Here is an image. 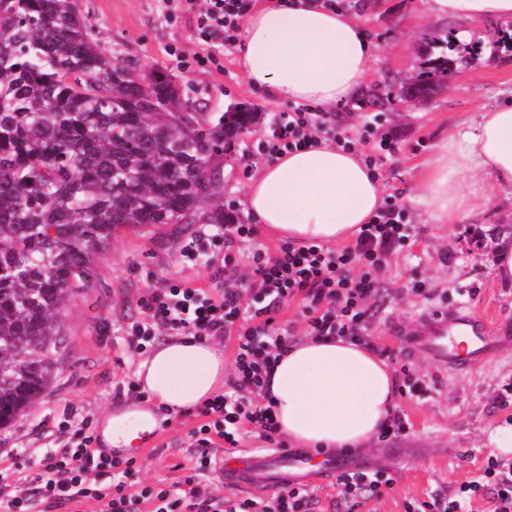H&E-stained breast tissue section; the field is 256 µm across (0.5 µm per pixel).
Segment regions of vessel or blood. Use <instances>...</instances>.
<instances>
[{"instance_id": "obj_1", "label": "vessel or blood", "mask_w": 512, "mask_h": 512, "mask_svg": "<svg viewBox=\"0 0 512 512\" xmlns=\"http://www.w3.org/2000/svg\"><path fill=\"white\" fill-rule=\"evenodd\" d=\"M398 339L408 353L427 359L440 369L464 374L481 362L496 357L512 344L508 328L492 329L465 304L424 316L414 328H398ZM338 466L329 456L321 467H311L308 455L294 448H276L239 457L237 465L221 462L219 471L226 485L256 491L311 485L325 479Z\"/></svg>"}]
</instances>
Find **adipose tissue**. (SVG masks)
<instances>
[{"label":"adipose tissue","instance_id":"adipose-tissue-1","mask_svg":"<svg viewBox=\"0 0 512 512\" xmlns=\"http://www.w3.org/2000/svg\"><path fill=\"white\" fill-rule=\"evenodd\" d=\"M428 14L456 21L512 18V0H425ZM237 58L243 80L275 101L330 108L372 69L366 30L339 10L307 0H267L246 19ZM512 191V103L450 129L424 160L412 190L431 223L463 224L487 212L494 189ZM384 187L355 150L326 141L284 153L252 178L245 206L262 231L294 242L338 244L379 209ZM139 383L172 413L193 410L224 389L218 343L180 336L140 365ZM270 394L282 435L297 447L357 448L380 430L396 387L386 361L340 338H306L275 367ZM155 420L144 410L110 417V446L130 447Z\"/></svg>","mask_w":512,"mask_h":512}]
</instances>
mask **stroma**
Instances as JSON below:
<instances>
[{
	"label": "stroma",
	"instance_id": "stroma-1",
	"mask_svg": "<svg viewBox=\"0 0 512 512\" xmlns=\"http://www.w3.org/2000/svg\"><path fill=\"white\" fill-rule=\"evenodd\" d=\"M94 40L123 65L156 67L173 75L182 102L194 109L201 123H214L225 102L253 109L258 119L250 131L227 143L230 155L221 172L218 194L225 212L249 223L245 188L268 159L259 143L281 112L291 103L274 101L246 84L236 59L238 46L215 41L201 45L195 16L177 0H77ZM339 9L355 17L367 30L376 52L372 71L360 90L332 113L339 130L358 141L370 130L371 156L384 192L407 193L420 164L433 152L441 136L476 112L512 101V20L467 22L423 18V0H337ZM448 41L445 50L433 38ZM179 53L191 61L181 71L171 59ZM209 53L211 63L196 64L198 54ZM449 61L448 74L424 98L407 95L408 84L427 79L430 61L438 54ZM391 135L396 154L373 150L382 135ZM413 236L409 257L398 259L380 278L369 326L370 342L387 351L396 382L406 372L422 378L425 400L399 396L396 409L408 423L392 442H371L354 449L357 457L375 460L394 480L380 498L367 500L361 512H405L408 502L445 496L461 482L480 477L488 457L512 461V450L491 447L489 437L512 419V404L498 397L512 388V352L480 363L463 375L440 371L420 359H410L392 334L394 326H415L422 315L457 304H468L489 324L512 325V279L493 271L499 248H512V194L501 191L495 206L473 224L427 223L420 205L404 203ZM205 210H197L187 224L116 227L91 288L79 293L65 312L68 340L57 377L46 395L7 429L0 430V471L16 467L27 471L32 453L70 447L74 425L92 424L127 407L130 395L123 383L135 380L145 353L131 349L127 327L139 315V305L164 279L215 287L212 270L204 261L185 262L181 248L206 228ZM471 240L485 243L470 253ZM450 262H443V254ZM430 283L424 296L413 290L415 280ZM196 424L191 414L170 416L160 438L130 455L143 485L167 487L191 475L187 434Z\"/></svg>",
	"mask_w": 512,
	"mask_h": 512
}]
</instances>
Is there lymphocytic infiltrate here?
Segmentation results:
<instances>
[{"instance_id":"lymphocytic-infiltrate-1","label":"lymphocytic infiltrate","mask_w":512,"mask_h":512,"mask_svg":"<svg viewBox=\"0 0 512 512\" xmlns=\"http://www.w3.org/2000/svg\"><path fill=\"white\" fill-rule=\"evenodd\" d=\"M254 0H206L196 14V31L204 42L231 45L241 19ZM339 139L335 121L328 112L294 108L279 113L261 145L269 157L307 148L313 138ZM258 228L234 222L218 225L207 238H192L181 254L188 260L201 255L203 241L223 250L214 275L224 281L222 289L192 287L181 281H165L142 301L140 317L130 334L136 349L156 340L158 330L175 336H195L233 342V374L223 394L201 404L195 411L202 423L192 428L189 439L195 460V476L185 477L181 487L142 489L134 492L138 471L133 459L101 453L93 433L77 424L76 444L62 450H47L37 462L31 492L7 499V512H51L69 502L91 499L100 512H141L149 498H156L154 512H315L317 498L307 488L280 491L275 505L253 499L233 501L213 494L200 478L214 471L218 441L236 444L239 434L258 433L275 443L279 432L267 382L281 356L300 334L316 338H342L365 342L370 325L371 301L379 276L393 256L407 246L412 233L394 197L361 225L353 243L332 248L323 244H280L270 250L255 246L248 264L233 255L235 246L254 243ZM300 299L301 321H281L286 301ZM115 476L102 484L104 475ZM338 497L345 512H359L369 499L391 488L393 478L382 468L343 471L337 479ZM489 497L493 512H512V469L501 470L496 458H488L483 476L466 481L439 504V512H464L476 497Z\"/></svg>"}]
</instances>
